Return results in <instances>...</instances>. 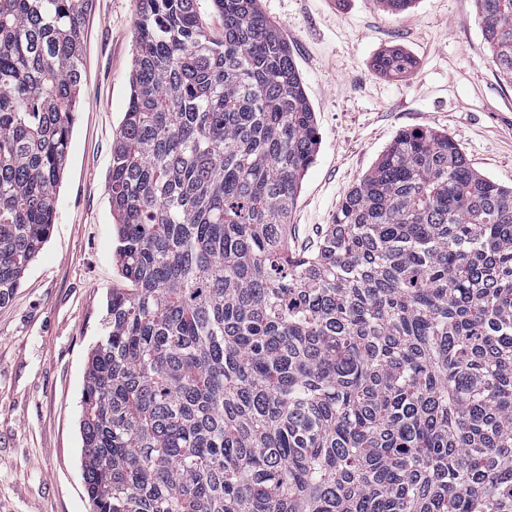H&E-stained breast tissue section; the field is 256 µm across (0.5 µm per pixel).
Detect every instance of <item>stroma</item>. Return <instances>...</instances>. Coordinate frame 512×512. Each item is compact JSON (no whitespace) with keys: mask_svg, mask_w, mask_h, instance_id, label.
<instances>
[{"mask_svg":"<svg viewBox=\"0 0 512 512\" xmlns=\"http://www.w3.org/2000/svg\"><path fill=\"white\" fill-rule=\"evenodd\" d=\"M287 41L316 112L320 150L293 212L313 245L343 194L406 129L448 134L473 166L512 187V85L497 75L475 0H259ZM135 0H91L84 72L53 231L0 306V512H90L81 470V391L121 283L107 178L127 107ZM399 49L406 76L375 70Z\"/></svg>","mask_w":512,"mask_h":512,"instance_id":"1","label":"stroma"}]
</instances>
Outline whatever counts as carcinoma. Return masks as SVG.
<instances>
[{"label":"carcinoma","instance_id":"1","mask_svg":"<svg viewBox=\"0 0 512 512\" xmlns=\"http://www.w3.org/2000/svg\"><path fill=\"white\" fill-rule=\"evenodd\" d=\"M89 2L0 0V304L52 233ZM210 2L220 38L199 0H136L92 512H512V188L405 130L292 247L314 109L258 0ZM477 9L512 84V0Z\"/></svg>","mask_w":512,"mask_h":512}]
</instances>
